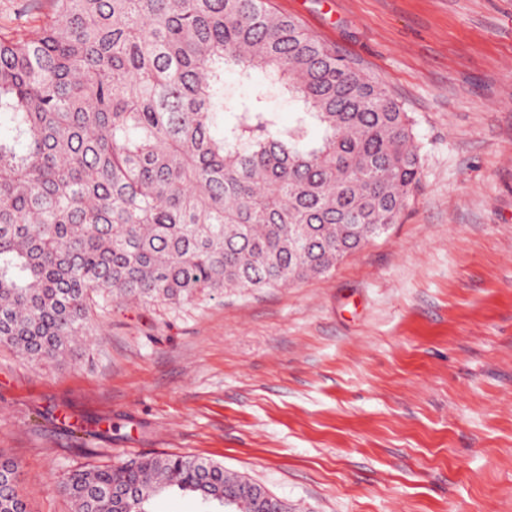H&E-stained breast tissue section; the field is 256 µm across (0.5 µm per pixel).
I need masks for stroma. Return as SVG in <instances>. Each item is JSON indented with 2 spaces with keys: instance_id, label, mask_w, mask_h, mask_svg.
Masks as SVG:
<instances>
[{
  "instance_id": "stroma-1",
  "label": "stroma",
  "mask_w": 512,
  "mask_h": 512,
  "mask_svg": "<svg viewBox=\"0 0 512 512\" xmlns=\"http://www.w3.org/2000/svg\"><path fill=\"white\" fill-rule=\"evenodd\" d=\"M413 119L420 183L327 274L177 305L112 302L34 363L0 346V454L29 512L87 465L180 454L290 512H512V0H269ZM50 0H0L23 32ZM281 124L295 107L263 74Z\"/></svg>"
}]
</instances>
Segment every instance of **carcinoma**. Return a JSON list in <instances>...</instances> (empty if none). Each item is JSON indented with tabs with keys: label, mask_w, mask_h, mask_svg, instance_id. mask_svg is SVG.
I'll return each instance as SVG.
<instances>
[{
	"label": "carcinoma",
	"mask_w": 512,
	"mask_h": 512,
	"mask_svg": "<svg viewBox=\"0 0 512 512\" xmlns=\"http://www.w3.org/2000/svg\"><path fill=\"white\" fill-rule=\"evenodd\" d=\"M269 75L283 126L224 73ZM412 120L267 0H51L0 31V345L65 354L112 301L178 304L328 273L396 223L420 181ZM0 487L16 512L20 465ZM242 479L158 455L77 469L73 512H149L177 488L224 506ZM134 488L139 498L112 499ZM233 512H261L258 497Z\"/></svg>",
	"instance_id": "carcinoma-1"
}]
</instances>
